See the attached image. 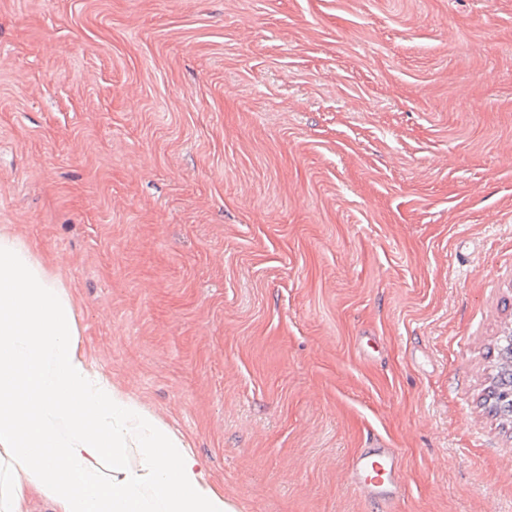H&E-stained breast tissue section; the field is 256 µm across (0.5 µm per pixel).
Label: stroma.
<instances>
[{
    "label": "stroma",
    "instance_id": "stroma-1",
    "mask_svg": "<svg viewBox=\"0 0 512 512\" xmlns=\"http://www.w3.org/2000/svg\"><path fill=\"white\" fill-rule=\"evenodd\" d=\"M1 233L235 512H512V0H0ZM375 456L376 459L369 452H362L354 458L351 481L354 488L365 496L388 504L392 496L381 490L398 479L397 458L392 452L380 448Z\"/></svg>",
    "mask_w": 512,
    "mask_h": 512
}]
</instances>
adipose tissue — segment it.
<instances>
[{
	"label": "adipose tissue",
	"instance_id": "adipose-tissue-1",
	"mask_svg": "<svg viewBox=\"0 0 512 512\" xmlns=\"http://www.w3.org/2000/svg\"><path fill=\"white\" fill-rule=\"evenodd\" d=\"M32 493L51 512H233L195 452L92 369L64 288L0 234V512Z\"/></svg>",
	"mask_w": 512,
	"mask_h": 512
}]
</instances>
